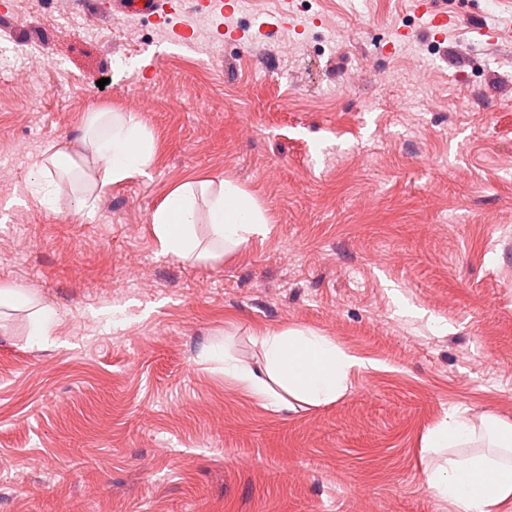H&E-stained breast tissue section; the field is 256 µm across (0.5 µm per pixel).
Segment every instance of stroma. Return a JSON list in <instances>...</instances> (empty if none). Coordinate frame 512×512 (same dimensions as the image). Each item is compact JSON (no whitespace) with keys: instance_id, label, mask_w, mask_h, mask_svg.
Masks as SVG:
<instances>
[{"instance_id":"stroma-1","label":"stroma","mask_w":512,"mask_h":512,"mask_svg":"<svg viewBox=\"0 0 512 512\" xmlns=\"http://www.w3.org/2000/svg\"><path fill=\"white\" fill-rule=\"evenodd\" d=\"M241 0L182 54L125 14L82 33L49 0L0 10V39L60 61L0 72V512H449L421 439L445 414L512 422V0ZM408 37H400V30ZM105 87H98V80ZM137 114L151 175L75 214L31 186L86 113ZM224 178L273 231L209 261L160 252L180 183ZM261 328L365 359L328 406L263 408L206 351L262 363Z\"/></svg>"}]
</instances>
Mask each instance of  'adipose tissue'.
Segmentation results:
<instances>
[{
    "label": "adipose tissue",
    "instance_id": "1",
    "mask_svg": "<svg viewBox=\"0 0 512 512\" xmlns=\"http://www.w3.org/2000/svg\"><path fill=\"white\" fill-rule=\"evenodd\" d=\"M81 158L59 149L35 161L34 182H47L49 193L62 189L61 176L75 174L70 190L76 210L92 209L110 186L146 177L155 155L152 134L135 114L89 112L84 119ZM210 224L216 239L231 248L266 237L270 220L257 200L229 180H188L178 185L151 216L153 233L163 254L179 259L208 260L197 237L199 221ZM253 341L264 364H239L223 349L210 348L209 359L223 363L224 377L263 407L277 412L296 404L336 402L349 389L350 375L362 359L315 331L264 329ZM512 447V422L492 414L446 415L423 438L429 459L426 483L453 512H512V461L496 456Z\"/></svg>",
    "mask_w": 512,
    "mask_h": 512
}]
</instances>
